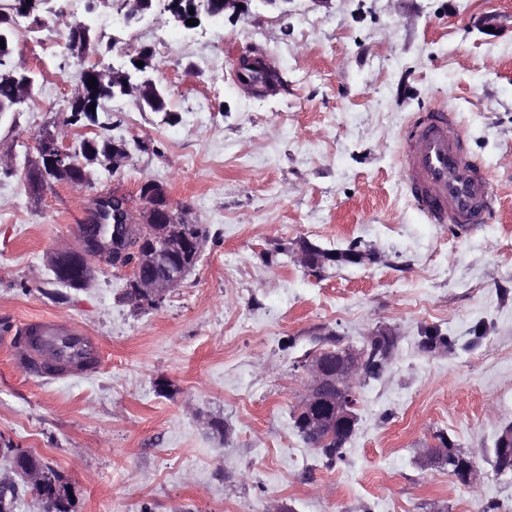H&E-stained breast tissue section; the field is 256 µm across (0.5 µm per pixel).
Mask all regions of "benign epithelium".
<instances>
[{
  "label": "benign epithelium",
  "mask_w": 512,
  "mask_h": 512,
  "mask_svg": "<svg viewBox=\"0 0 512 512\" xmlns=\"http://www.w3.org/2000/svg\"><path fill=\"white\" fill-rule=\"evenodd\" d=\"M64 170L72 173L76 183L85 185L90 180L84 164L73 158V152L58 142L57 134L43 131L38 137V157L30 165L28 184L39 187L51 181L55 174ZM139 195L141 208L139 217L133 210L126 208L123 223L116 224L95 235L90 228L99 223V204H94L87 222L80 227V239L85 247L78 250L68 244L54 249L50 256V265L64 275L72 271L79 277V284H87L94 275L91 258L102 261L112 259L111 250L126 252L130 241H136L133 247L132 270L129 284L141 294L140 300L145 309L161 304L166 294L178 287L190 268L178 260V257L190 251L199 254L202 251L201 239H191L181 233L185 220L173 208L168 200L165 188L151 181L141 185ZM297 262L318 266L327 261V257L316 249L300 248ZM310 384L303 399L294 410L293 416L304 427L310 438L319 436L328 425H337L347 431L354 428L357 404V389L363 382L369 366L365 352L349 345H340L336 349V362L327 366L322 357H316L306 364ZM14 465L9 472L0 476V486L19 488L44 482L40 474L23 465L30 455L25 448H11ZM448 456L455 460L457 480L468 486L481 480V472L473 460L448 449Z\"/></svg>",
  "instance_id": "1"
}]
</instances>
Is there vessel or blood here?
I'll return each mask as SVG.
<instances>
[{"label":"vessel or blood","mask_w":512,"mask_h":512,"mask_svg":"<svg viewBox=\"0 0 512 512\" xmlns=\"http://www.w3.org/2000/svg\"><path fill=\"white\" fill-rule=\"evenodd\" d=\"M404 169L408 190L418 210L433 224H486L495 213L496 194L470 157L451 106L420 113L407 132ZM37 331L41 348L60 362L76 360L80 353L96 351L97 344L78 325L53 320L26 322L17 335Z\"/></svg>","instance_id":"b4317fda"}]
</instances>
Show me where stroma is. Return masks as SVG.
Segmentation results:
<instances>
[{
	"mask_svg": "<svg viewBox=\"0 0 512 512\" xmlns=\"http://www.w3.org/2000/svg\"><path fill=\"white\" fill-rule=\"evenodd\" d=\"M122 37L153 48L171 120L105 101L107 136L149 150L96 167L82 190L33 189L24 166L37 132L63 121L81 61L60 32L17 21L14 58L41 80L0 123L15 153L0 173V438L64 473L79 512H512V478L491 462L512 424V0H253L194 31L156 11ZM255 52L279 76L260 96L238 76ZM448 102L500 200L471 230L427 223L400 165L409 120ZM147 180L207 230L183 283L141 311L122 297L129 266L57 282L49 254L78 245L96 199H137ZM302 239L373 259L311 272ZM39 318L95 336L96 368H21L1 338ZM381 328L394 356L361 385L345 457L326 466L293 427L305 365L319 337L359 348ZM432 329L447 346L422 347ZM438 433L472 456L478 485L421 463Z\"/></svg>",
	"mask_w": 512,
	"mask_h": 512,
	"instance_id": "stroma-1",
	"label": "stroma"
}]
</instances>
